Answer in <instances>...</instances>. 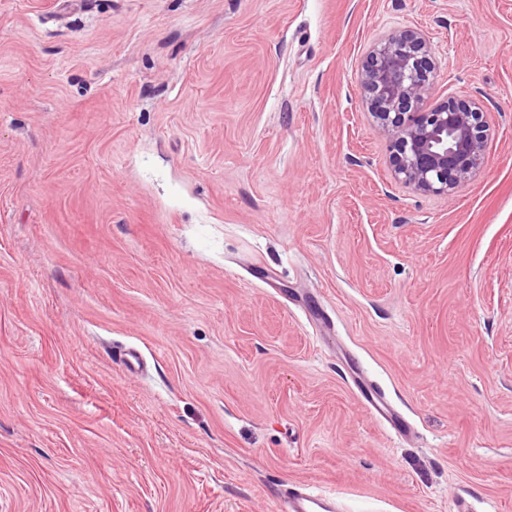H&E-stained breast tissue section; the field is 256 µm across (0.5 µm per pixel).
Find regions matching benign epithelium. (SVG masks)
Listing matches in <instances>:
<instances>
[{
    "instance_id": "7a95c632",
    "label": "benign epithelium",
    "mask_w": 512,
    "mask_h": 512,
    "mask_svg": "<svg viewBox=\"0 0 512 512\" xmlns=\"http://www.w3.org/2000/svg\"><path fill=\"white\" fill-rule=\"evenodd\" d=\"M430 53L419 30L383 36L362 62L360 85L390 138L394 176L420 193L449 197L483 165L490 125L476 98L431 102Z\"/></svg>"
}]
</instances>
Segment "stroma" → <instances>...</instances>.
I'll return each instance as SVG.
<instances>
[{"instance_id":"stroma-1","label":"stroma","mask_w":512,"mask_h":512,"mask_svg":"<svg viewBox=\"0 0 512 512\" xmlns=\"http://www.w3.org/2000/svg\"><path fill=\"white\" fill-rule=\"evenodd\" d=\"M406 29L488 112L447 198L360 85ZM288 481L512 512V0H0V512H278ZM358 393L361 401L367 405L376 416L391 423L399 434L407 432L405 421L393 411L382 389L364 384L358 387Z\"/></svg>"}]
</instances>
